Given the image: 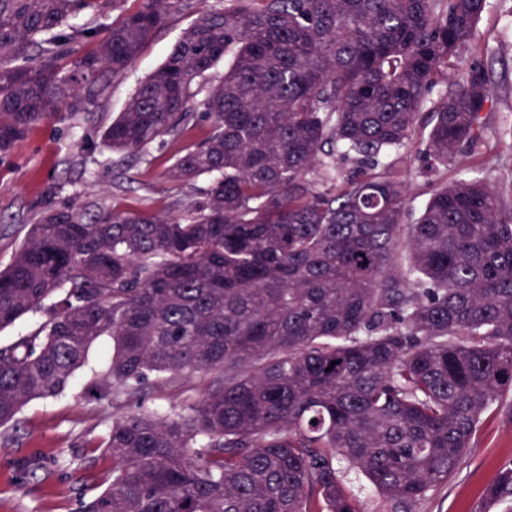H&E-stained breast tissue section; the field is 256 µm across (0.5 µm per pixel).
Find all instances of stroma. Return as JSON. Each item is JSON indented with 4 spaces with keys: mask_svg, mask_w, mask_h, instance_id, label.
Returning <instances> with one entry per match:
<instances>
[{
    "mask_svg": "<svg viewBox=\"0 0 512 512\" xmlns=\"http://www.w3.org/2000/svg\"><path fill=\"white\" fill-rule=\"evenodd\" d=\"M216 0H194L192 12L173 14L143 47L127 72L112 82L90 113L34 125L13 153L0 158V269L7 267L45 200L68 204L75 197L103 207L169 215L198 198L208 177L168 183L163 174L184 148L203 142L211 129L198 121L166 137L142 156L120 157L102 133L125 105L138 83L167 57L194 15ZM476 57L491 70L493 112L485 130L487 148L460 155L456 163L427 170L421 152L430 131L419 119L412 139L387 159L409 183V203L419 210L440 182L475 177L497 184L512 177V160L496 157L490 145L512 138V0H487L475 33ZM108 341L92 345L89 363L78 370L69 389L53 399L30 401L17 427L0 438V512H77L112 476V457L97 442L112 423V396L95 389ZM206 377L183 378L178 386L148 390L146 403L165 413H188L200 397ZM512 463V427L503 411L491 408L482 417L473 448L446 482L439 484L413 512H500L487 504L486 487Z\"/></svg>",
    "mask_w": 512,
    "mask_h": 512,
    "instance_id": "obj_1",
    "label": "stroma"
}]
</instances>
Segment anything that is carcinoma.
Instances as JSON below:
<instances>
[{
	"label": "carcinoma",
	"instance_id": "cac0c4a2",
	"mask_svg": "<svg viewBox=\"0 0 512 512\" xmlns=\"http://www.w3.org/2000/svg\"><path fill=\"white\" fill-rule=\"evenodd\" d=\"M121 2L0 0L1 157L91 111L194 7L72 23ZM486 2L228 0L138 85L104 142L143 154L202 116L209 137L165 179L209 187L167 217L49 204L0 270V330L45 317L0 346L1 428L62 395L105 338L101 387L138 400L116 404L97 444L112 478L80 512H362L340 460L412 512L448 479L512 393V181L441 183L406 224L407 183L382 157L428 105L436 165L483 141L494 84L462 53ZM195 373L209 381L191 413L144 404ZM486 496L512 512V465ZM44 321L41 314H27L10 327L0 330V345L10 344L21 336L33 332Z\"/></svg>",
	"mask_w": 512,
	"mask_h": 512
}]
</instances>
